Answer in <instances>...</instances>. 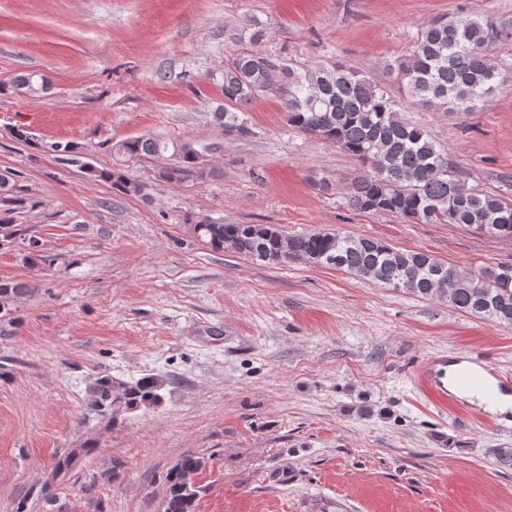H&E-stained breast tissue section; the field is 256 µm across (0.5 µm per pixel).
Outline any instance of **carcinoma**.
<instances>
[{
    "instance_id": "obj_1",
    "label": "carcinoma",
    "mask_w": 512,
    "mask_h": 512,
    "mask_svg": "<svg viewBox=\"0 0 512 512\" xmlns=\"http://www.w3.org/2000/svg\"><path fill=\"white\" fill-rule=\"evenodd\" d=\"M512 39V29L488 17L452 15L435 18L418 33L410 54L385 64L396 76L410 104L473 112L489 94L497 64L487 53L493 40ZM224 106L214 118L224 132L240 138L253 134L244 117L261 94L282 99L288 126L319 138L355 158L360 172L347 188L346 201L356 211L390 213L409 224H459L481 234L512 238V201L488 194L468 183L423 128L407 122L402 105L369 76L341 63L298 68L286 59L261 51L232 54L224 63ZM122 163H138L171 153L175 163L158 176L180 182L204 178L208 169L201 153L189 143L136 136L112 144ZM80 168L129 192L123 168ZM16 185L0 188V229L14 223L15 207L24 198ZM194 233L214 250L258 256L266 265L308 264L343 270L492 322L512 326V265L496 264L474 273L446 263L424 250H401L375 237H351L340 231L286 233L273 224L199 222ZM30 293L24 283L0 281V317L7 322L8 301ZM166 381L146 374L128 381L104 376L90 388V411L115 422L117 415L163 401ZM200 459L185 454L166 476L164 512H194L197 490L190 475Z\"/></svg>"
}]
</instances>
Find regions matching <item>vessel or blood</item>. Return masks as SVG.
Here are the masks:
<instances>
[{
  "label": "vessel or blood",
  "mask_w": 512,
  "mask_h": 512,
  "mask_svg": "<svg viewBox=\"0 0 512 512\" xmlns=\"http://www.w3.org/2000/svg\"><path fill=\"white\" fill-rule=\"evenodd\" d=\"M418 386L429 393L447 395L449 386L463 392H474L492 383L499 395H512V376L504 374L488 359L476 355L460 357L456 372H449L448 360L433 358L421 365L416 373Z\"/></svg>",
  "instance_id": "vessel-or-blood-1"
}]
</instances>
